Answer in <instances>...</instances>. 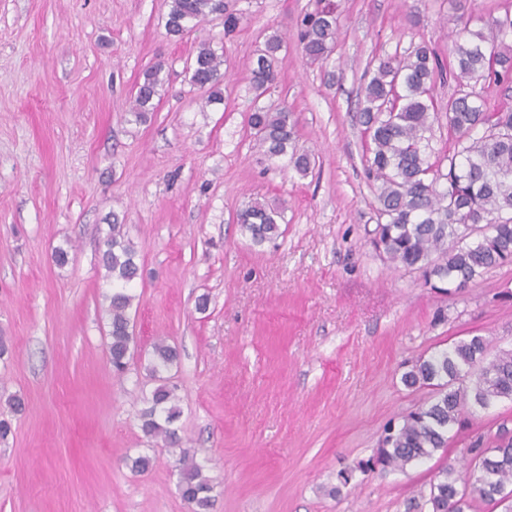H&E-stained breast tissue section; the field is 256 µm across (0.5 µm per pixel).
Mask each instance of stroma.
Instances as JSON below:
<instances>
[{"label": "stroma", "mask_w": 512, "mask_h": 512, "mask_svg": "<svg viewBox=\"0 0 512 512\" xmlns=\"http://www.w3.org/2000/svg\"><path fill=\"white\" fill-rule=\"evenodd\" d=\"M229 3L244 15L234 33L214 14L175 37L168 0H0V419L12 427L0 512H189L176 454L140 428L160 338L180 351L167 374L177 427L207 462L213 512H431L443 459L463 464L475 436L512 429V402L500 401L467 414L430 460L357 469L389 422L427 401L401 380L418 358L473 335L512 349V264L444 293L370 246L363 75L422 38L447 56L462 10L501 15L512 0H338L340 43L321 68L292 36L312 0ZM271 29L286 35L284 62L259 98L250 62ZM202 43L224 57L220 103L189 83ZM157 64L160 100L141 122L136 85ZM269 104L294 112L296 146L316 158L307 176L255 145L248 115ZM253 200L283 211L278 238L254 243L238 224ZM116 216L142 265L121 375L100 266ZM138 454L151 470L124 465Z\"/></svg>", "instance_id": "1"}]
</instances>
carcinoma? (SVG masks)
I'll use <instances>...</instances> for the list:
<instances>
[{
	"instance_id": "cac0c4a2",
	"label": "carcinoma",
	"mask_w": 512,
	"mask_h": 512,
	"mask_svg": "<svg viewBox=\"0 0 512 512\" xmlns=\"http://www.w3.org/2000/svg\"><path fill=\"white\" fill-rule=\"evenodd\" d=\"M212 14L224 16L226 34L243 21L224 0H170L165 28L172 36H182ZM473 21L478 28L469 27ZM338 34L333 0H317V7L295 24L296 42L312 64L330 58ZM511 39L512 13L470 17L451 40L449 62L422 39L402 55L376 57L366 71L358 119L366 138L364 173L378 202L370 243L390 261L421 272L427 284L438 281L460 290L484 272L512 263V106L505 102L492 107L484 96V89L492 86L505 91L512 87ZM283 46L275 31L258 49L251 68L256 96L276 84ZM223 66V57L200 45L190 67L191 86L208 93L211 101L221 99ZM161 71L158 64L137 83L135 117L142 119L154 110ZM450 77L458 89L441 105L434 88ZM442 118L450 145L434 157L427 133ZM248 126L268 160L287 157L302 177L312 171L315 158L295 148L297 122L288 107H257L248 116ZM281 220L282 211L257 200L238 214V223L256 243L278 237ZM101 265L112 280L108 357L112 370L122 374L134 349L129 310L135 296L129 290L141 269L116 214L103 240ZM489 349L485 337L473 336L417 360L402 381L408 388L429 389L430 397L404 416L399 428H387L366 466L384 471L431 459L447 447L449 433L463 414L512 401V350L491 357ZM178 357L177 348L166 341L153 343L150 370L159 384L142 412L141 428L145 436L179 450L178 487L191 512H211L214 485L172 428L180 416L178 398L161 377ZM466 454L470 465L465 472L448 461L434 473L432 512H472L477 501L492 506L512 501V441L485 448L478 439Z\"/></svg>"
}]
</instances>
